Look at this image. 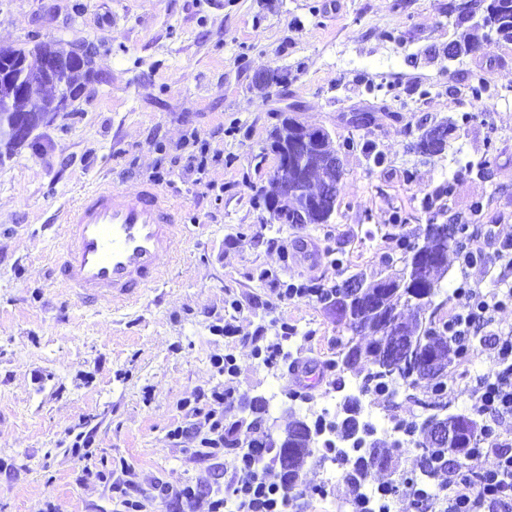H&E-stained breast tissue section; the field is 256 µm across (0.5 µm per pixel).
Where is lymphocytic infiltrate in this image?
<instances>
[{"instance_id":"1","label":"lymphocytic infiltrate","mask_w":512,"mask_h":512,"mask_svg":"<svg viewBox=\"0 0 512 512\" xmlns=\"http://www.w3.org/2000/svg\"><path fill=\"white\" fill-rule=\"evenodd\" d=\"M494 260L505 274L498 277L493 288L467 277L454 288V311L448 331L460 337L463 350L470 351L479 345L496 352L494 367L477 375L470 387L473 411L495 429L512 420V329L492 327L494 312L512 303V282L507 279L512 272V237L495 248ZM232 397V388L212 389L205 396L208 410L192 408L191 421L176 426L171 432L172 439L193 434L199 437L205 457L223 455L224 409ZM268 453L264 439L259 437L237 449L233 470L224 480L223 494L204 493L189 485L176 491L164 485L159 494L164 498L176 496L190 507L206 501L208 512H293L295 502L283 494L278 470L257 466L258 459ZM489 454L496 457L497 464L479 474L449 468L448 478L441 485L448 494L446 512H512V442L494 439L488 448L476 444L468 450L473 459Z\"/></svg>"}]
</instances>
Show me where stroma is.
<instances>
[{
  "mask_svg": "<svg viewBox=\"0 0 512 512\" xmlns=\"http://www.w3.org/2000/svg\"><path fill=\"white\" fill-rule=\"evenodd\" d=\"M36 35L103 48L85 95L37 129L41 149L0 164V512H119L126 491L157 512L161 484L216 488L233 453L204 460L193 437L169 435L186 421L183 399L223 387L214 359L230 353L238 367L226 422L263 396L277 438L289 420L323 414L318 395L337 380L356 381L331 365L335 316L311 299L277 301L278 288L378 279L394 237H420L431 221L512 235V41L444 60L456 36L448 0H0V47ZM268 67L287 82L258 90ZM281 111L333 137L343 175L329 223L273 224L256 204ZM451 119L465 126L445 153H414L423 128ZM221 126L235 135L215 137ZM199 152L200 177L186 170ZM482 160L485 177L461 172ZM104 177L160 183L186 224L165 284L127 307L75 301L43 273L63 243L62 209ZM284 322L296 329L285 351L321 367L316 389L252 352L253 337L273 340ZM494 362L481 348L449 366L450 412L470 413L467 383ZM86 426L89 460L71 450ZM88 463L111 483H79ZM299 483L327 490L301 499L302 512H352L348 485L323 464L307 461Z\"/></svg>",
  "mask_w": 512,
  "mask_h": 512,
  "instance_id": "35a3bbf8",
  "label": "stroma"
}]
</instances>
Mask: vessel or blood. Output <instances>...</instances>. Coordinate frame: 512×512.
I'll use <instances>...</instances> for the list:
<instances>
[{
  "instance_id": "b4317fda",
  "label": "vessel or blood",
  "mask_w": 512,
  "mask_h": 512,
  "mask_svg": "<svg viewBox=\"0 0 512 512\" xmlns=\"http://www.w3.org/2000/svg\"><path fill=\"white\" fill-rule=\"evenodd\" d=\"M62 222L68 232L51 258V274L84 304L108 298L126 305L156 288L165 275L162 260L183 232L178 206L150 181L123 189L94 185L64 210ZM291 377L311 390L321 372L305 362Z\"/></svg>"
}]
</instances>
